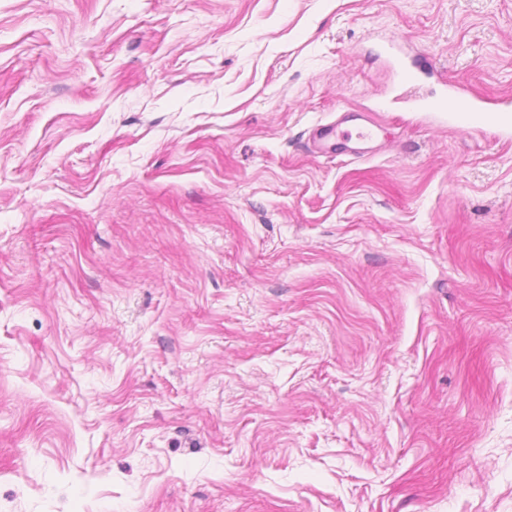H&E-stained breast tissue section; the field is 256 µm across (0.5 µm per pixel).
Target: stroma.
Segmentation results:
<instances>
[{
	"mask_svg": "<svg viewBox=\"0 0 512 512\" xmlns=\"http://www.w3.org/2000/svg\"><path fill=\"white\" fill-rule=\"evenodd\" d=\"M459 87L512 99V0H0V512H512V131L414 105Z\"/></svg>",
	"mask_w": 512,
	"mask_h": 512,
	"instance_id": "obj_1",
	"label": "stroma"
}]
</instances>
